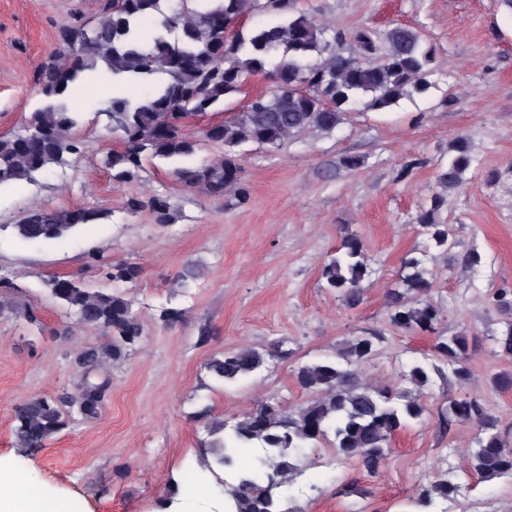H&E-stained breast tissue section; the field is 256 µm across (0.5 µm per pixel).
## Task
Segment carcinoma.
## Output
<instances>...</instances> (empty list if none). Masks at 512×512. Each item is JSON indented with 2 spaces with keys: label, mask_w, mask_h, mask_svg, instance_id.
<instances>
[{
  "label": "carcinoma",
  "mask_w": 512,
  "mask_h": 512,
  "mask_svg": "<svg viewBox=\"0 0 512 512\" xmlns=\"http://www.w3.org/2000/svg\"><path fill=\"white\" fill-rule=\"evenodd\" d=\"M272 22L249 31L240 24L258 11ZM153 20L150 36L141 26ZM387 46L380 59L367 60L375 50L370 36L354 37L357 47L346 54L331 49L346 40V34L317 23L298 10L295 0H98L95 16L79 14L59 27L55 49L35 76L45 102L27 118L17 132L0 135V188L32 182L53 166L82 152L79 113L65 101L71 88L80 87L87 73L102 67L112 84L139 79L153 87L136 99L112 95L107 115L117 117L113 131L120 146L108 153L105 164L112 178L124 182L142 170L147 157L178 160L192 155L196 141L183 131L186 119L204 115L241 92L244 82L262 76L273 83L268 93L253 96L245 109L224 118L204 138L224 149L215 162L201 167L174 169L178 181L198 188L210 197L222 198L233 190L238 200L247 199L241 167L234 148L245 143L278 149L295 132L316 129L330 132L342 115L356 104L381 111L404 97L430 88L432 54L414 30L394 27L385 34ZM473 162L465 139L451 145L448 163L437 172L445 191L456 189ZM445 202L437 193L418 216L421 234L442 252L451 251L448 225L438 221ZM126 211L151 213L157 224H170L176 213L166 196L148 199L130 196ZM107 213L95 208L49 209L33 205L18 216L16 236L27 243L64 238L83 224H96ZM401 284L388 292L390 321L404 331H434L439 310L429 302L411 301V294H426L432 288L423 259L404 260ZM141 273L133 263L112 265L106 275L113 281L134 283ZM369 275L363 242L347 236L325 262L322 278L350 308L363 299V281ZM45 288L58 303L73 312L79 324L112 337L103 351L90 350L78 361L86 369L105 360H124L142 338L139 317L125 295L87 287L75 277H52ZM377 337L350 336L335 359L305 363L295 378L311 400L293 410L275 397L258 404L234 422L207 425L204 467L234 472L235 479L224 493L229 512H302L293 504L286 487L299 475L294 455L305 448L327 443L336 455L358 458L365 470H379L390 449L393 435L412 421H420L425 407L406 392L378 387L360 380L355 367L377 352ZM495 347L512 355V321L505 323ZM435 356L453 367L458 380L469 374L470 338L465 333L438 336ZM264 364V354L239 348L212 356L204 365L207 374L225 385L250 376ZM438 367L415 361L404 377L418 388L432 383ZM84 415L96 413L107 383L84 379L81 383ZM64 401L47 396L29 399L16 407L14 434L26 448H39L68 424ZM455 419L478 426L477 448L470 457L471 472L491 479L512 475V447L497 431L491 414L475 399L448 401L440 412V425ZM258 449L255 463L240 465L242 454ZM459 493V485L441 479L422 489L413 505L418 512Z\"/></svg>",
  "instance_id": "carcinoma-1"
}]
</instances>
